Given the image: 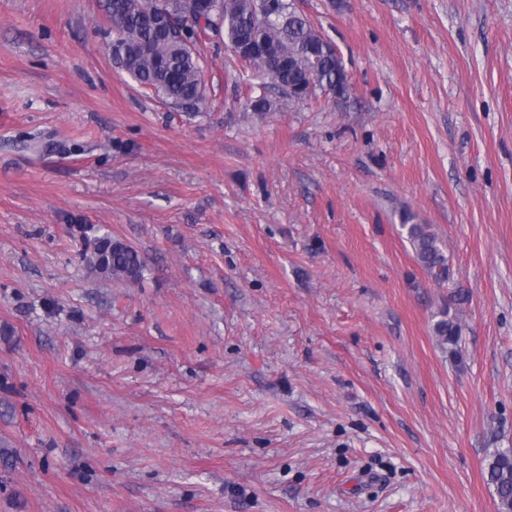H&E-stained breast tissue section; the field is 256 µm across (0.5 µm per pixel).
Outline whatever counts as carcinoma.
Wrapping results in <instances>:
<instances>
[{"label": "carcinoma", "mask_w": 512, "mask_h": 512, "mask_svg": "<svg viewBox=\"0 0 512 512\" xmlns=\"http://www.w3.org/2000/svg\"><path fill=\"white\" fill-rule=\"evenodd\" d=\"M104 8L112 22L113 58L134 81L175 109L199 112L206 103L198 44L209 30L259 80L246 98V108L258 115L274 106L272 91L288 101H304L318 92L334 95L338 86L348 94V75L336 66V54L326 51L327 40L294 0H219L203 26L186 23L182 0H105ZM402 226L419 264L437 283L447 281L448 257L437 235L409 214ZM84 257L104 277L133 284L144 275L138 251L109 233L95 237ZM434 332L441 344L458 345L460 318L441 312ZM487 481L499 512H512V448L490 455Z\"/></svg>", "instance_id": "carcinoma-1"}]
</instances>
